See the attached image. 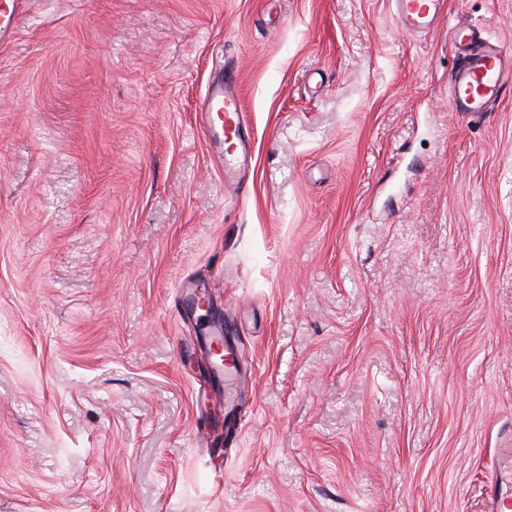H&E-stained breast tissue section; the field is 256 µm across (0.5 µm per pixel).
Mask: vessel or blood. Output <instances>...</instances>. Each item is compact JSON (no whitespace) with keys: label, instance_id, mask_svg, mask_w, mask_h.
Instances as JSON below:
<instances>
[{"label":"vessel or blood","instance_id":"b4317fda","mask_svg":"<svg viewBox=\"0 0 512 512\" xmlns=\"http://www.w3.org/2000/svg\"><path fill=\"white\" fill-rule=\"evenodd\" d=\"M22 5L23 0H0V39L14 29ZM389 5L393 19L401 28L420 35L435 30L444 0H390ZM454 38L469 44L470 49L458 59L452 71L448 103L457 112H486L499 101L507 80L512 78V54L466 28L455 29ZM217 116L222 119L219 125L226 144L224 175L234 179L238 191H245L243 179L235 175L248 159V143L243 134L245 112L239 74L231 68L225 69L223 80L210 83L207 88L201 109L202 122L212 125ZM498 479L494 473L487 482L486 508L488 512H512V497L501 492Z\"/></svg>","mask_w":512,"mask_h":512}]
</instances>
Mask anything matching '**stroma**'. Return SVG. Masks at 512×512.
Here are the masks:
<instances>
[{
    "mask_svg": "<svg viewBox=\"0 0 512 512\" xmlns=\"http://www.w3.org/2000/svg\"><path fill=\"white\" fill-rule=\"evenodd\" d=\"M28 0L0 41V512H484L512 441V0ZM240 76L245 192L195 123ZM197 286L236 350L207 379ZM391 15L404 30L415 35L436 29L444 0H390ZM454 38L472 48L457 61L449 83L448 103L455 112L480 114L500 100L512 79V55L498 44L477 37L476 30L457 28Z\"/></svg>",
    "mask_w": 512,
    "mask_h": 512,
    "instance_id": "stroma-1",
    "label": "stroma"
}]
</instances>
